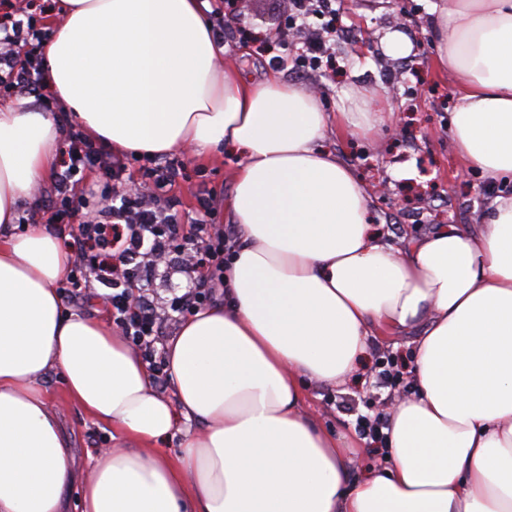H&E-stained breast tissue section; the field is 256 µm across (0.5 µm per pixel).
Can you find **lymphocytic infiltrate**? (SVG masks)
I'll list each match as a JSON object with an SVG mask.
<instances>
[{
  "instance_id": "f902f5d3",
  "label": "lymphocytic infiltrate",
  "mask_w": 512,
  "mask_h": 512,
  "mask_svg": "<svg viewBox=\"0 0 512 512\" xmlns=\"http://www.w3.org/2000/svg\"><path fill=\"white\" fill-rule=\"evenodd\" d=\"M333 3L288 0L290 21L261 41L273 66L325 53L327 41L340 36L330 21L306 48H298L296 35L300 19L335 15ZM34 5L35 0H12L9 12L0 15V80L22 91L43 85L41 69L20 52L29 40ZM91 168L107 179L100 189L82 186L80 176ZM126 170L125 160L110 149L79 135L70 137L55 181V219L68 226L83 261L70 277L65 296L74 301L97 297L113 328L149 363L155 383L163 385L167 365L157 346L181 317L223 300L225 258L234 245L235 229L210 223L211 208L204 198L193 218L182 219L167 200L178 176L169 162L145 169L135 187L126 179ZM172 267L187 274L190 282L162 306L148 285L160 269Z\"/></svg>"
}]
</instances>
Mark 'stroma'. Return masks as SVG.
<instances>
[{
    "instance_id": "obj_1",
    "label": "stroma",
    "mask_w": 512,
    "mask_h": 512,
    "mask_svg": "<svg viewBox=\"0 0 512 512\" xmlns=\"http://www.w3.org/2000/svg\"><path fill=\"white\" fill-rule=\"evenodd\" d=\"M448 0H336L337 26L351 29L349 41H329L326 63L316 70L290 66L279 71L289 82L316 91L324 111L336 109L342 90L355 89L381 97L392 117L388 128L366 138L333 135L327 149L344 160L371 186V214L386 238L399 242L436 224H472L494 194L512 195V180H495L482 172L463 171L450 138L454 97L448 77L433 66L434 6ZM288 0H242L238 25L258 36L284 25ZM399 31L412 45L409 55H385L380 40ZM223 63L237 67L254 81L272 73L268 57L251 51L250 43L226 34ZM170 161L182 168L174 190L180 211L191 212L199 194L210 195L219 224L230 223L224 202L233 187L237 157L229 150L200 162L178 151ZM412 339H372L362 368L338 389L309 384L308 397L320 425L353 438L362 450L358 470L378 466L384 450L361 433L363 418H379L387 401L412 393L408 379ZM48 396L69 439L77 469L91 466L88 455L112 445L111 428L98 423L68 398L59 376L47 381Z\"/></svg>"
}]
</instances>
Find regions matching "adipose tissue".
Segmentation results:
<instances>
[{
  "label": "adipose tissue",
  "mask_w": 512,
  "mask_h": 512,
  "mask_svg": "<svg viewBox=\"0 0 512 512\" xmlns=\"http://www.w3.org/2000/svg\"><path fill=\"white\" fill-rule=\"evenodd\" d=\"M202 8L58 0L41 46L56 111L0 103V512H61L76 476L53 375L112 429L79 512H512V196L480 226L384 243L370 190L322 146L373 131L374 105L345 91L330 114L278 75L245 81ZM434 37L458 155L512 178V0H450ZM70 129L117 154L239 157L224 302L168 339L172 397L106 318L65 312L72 252L40 224L10 232ZM376 334L414 336L417 391L390 406L388 464L354 483L355 443L311 417L303 382L344 384ZM182 421L197 427L163 453Z\"/></svg>",
  "instance_id": "ef3b65f1"
}]
</instances>
